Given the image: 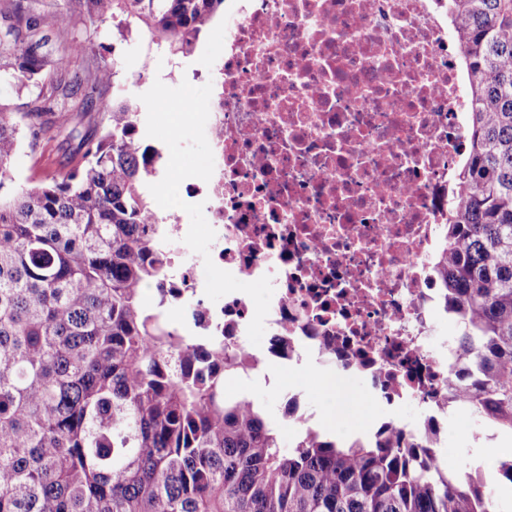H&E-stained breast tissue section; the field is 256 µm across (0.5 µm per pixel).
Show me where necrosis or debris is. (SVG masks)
I'll return each mask as SVG.
<instances>
[{
	"label": "necrosis or debris",
	"instance_id": "obj_1",
	"mask_svg": "<svg viewBox=\"0 0 512 512\" xmlns=\"http://www.w3.org/2000/svg\"><path fill=\"white\" fill-rule=\"evenodd\" d=\"M221 92L182 113L209 151L197 178L164 156L178 205L164 215L171 282L192 333L221 336L256 373L311 359L358 376L387 405L430 414L402 426L425 438L455 373L434 335L446 312L435 265L448 241V188L466 148L471 103L438 0H230ZM249 279L262 310L211 275ZM261 317L274 343L250 352Z\"/></svg>",
	"mask_w": 512,
	"mask_h": 512
}]
</instances>
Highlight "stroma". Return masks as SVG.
<instances>
[{"instance_id": "1", "label": "stroma", "mask_w": 512, "mask_h": 512, "mask_svg": "<svg viewBox=\"0 0 512 512\" xmlns=\"http://www.w3.org/2000/svg\"><path fill=\"white\" fill-rule=\"evenodd\" d=\"M231 17L215 20L205 40L191 57L176 61L164 51L151 49L148 40L141 39L116 49L115 56L123 66L127 77L124 88L142 104V127L149 142L163 147L176 155L185 167H193L195 153L204 149L207 136L204 129L177 127L174 133H160L155 102L165 98L171 106L187 102L205 104L211 95V85L206 77L209 67L214 66L224 46V27L231 24ZM69 145L56 139L39 141L22 146L16 162V174L20 180L39 177L44 170L56 167L64 161ZM302 375L286 374L278 380L265 375L229 376L224 380V395L233 400L248 397L264 407L269 419L276 425L283 449H290L300 431L298 425L286 420L282 414L283 395L289 390L302 391L305 403L313 416V428H325L337 441L347 442L374 433L387 421L408 423L421 419L422 409L413 402L396 407L388 406L380 399H370L367 416L358 415L351 400L342 396H330L319 389L315 380L307 378L310 362H302ZM334 413L335 422L323 426L327 413ZM443 439L438 454L448 466L458 470L477 468L479 460L498 461L512 456V448L505 447L506 430L473 413H460L450 409L439 417Z\"/></svg>"}]
</instances>
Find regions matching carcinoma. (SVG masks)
<instances>
[{"label": "carcinoma", "instance_id": "1", "mask_svg": "<svg viewBox=\"0 0 512 512\" xmlns=\"http://www.w3.org/2000/svg\"><path fill=\"white\" fill-rule=\"evenodd\" d=\"M5 0L0 76L45 91L0 99V512H494L484 473L460 472L390 426L340 443L304 429L288 453L254 401L224 397L244 358L174 327L164 229L148 190L162 149L134 96L47 102L90 56L91 89L120 83L108 60L146 36L194 54L224 0ZM471 98L468 155L452 188L441 304L463 360L459 404L512 432V0H446ZM112 23L78 41L73 16ZM89 132L65 161L20 181L25 138Z\"/></svg>", "mask_w": 512, "mask_h": 512}]
</instances>
